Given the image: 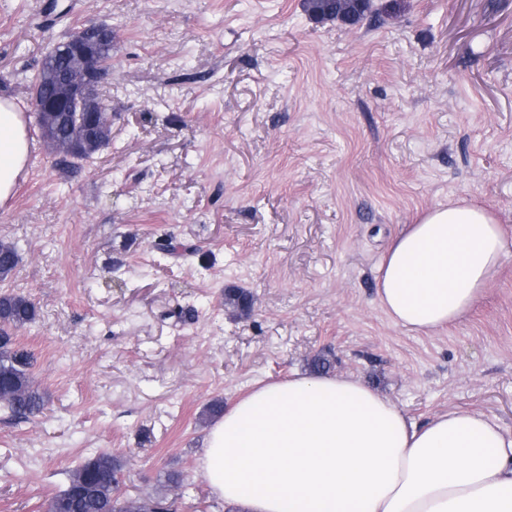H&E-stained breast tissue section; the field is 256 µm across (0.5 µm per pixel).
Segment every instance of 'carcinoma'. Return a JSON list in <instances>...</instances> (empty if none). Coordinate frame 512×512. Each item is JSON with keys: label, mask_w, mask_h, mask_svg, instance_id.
Here are the masks:
<instances>
[{"label": "carcinoma", "mask_w": 512, "mask_h": 512, "mask_svg": "<svg viewBox=\"0 0 512 512\" xmlns=\"http://www.w3.org/2000/svg\"><path fill=\"white\" fill-rule=\"evenodd\" d=\"M305 7L318 19L356 23L373 9V4L372 0H305ZM81 41L104 63L112 59V42L99 32L85 29ZM81 67V60L72 54L42 61L33 83L34 93L43 99L55 95ZM91 106H97V99L84 97L74 101L68 112L36 113L41 137L53 149L70 156L74 164L90 159L103 147L93 124L106 117L86 111ZM18 262L17 246L0 242L1 282L12 274ZM251 302V295L242 288L224 291V305L233 307L241 316L248 315ZM34 318L35 305L29 298L0 292V397H4L3 405L10 416L18 419L40 412L45 405L44 392L31 379L32 356L14 346V331ZM120 471L118 460L110 453L89 457L75 470L67 489L52 498L57 512H170V500L164 496H150L151 506L138 497H119Z\"/></svg>", "instance_id": "carcinoma-1"}]
</instances>
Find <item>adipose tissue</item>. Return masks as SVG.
Instances as JSON below:
<instances>
[{
	"mask_svg": "<svg viewBox=\"0 0 512 512\" xmlns=\"http://www.w3.org/2000/svg\"><path fill=\"white\" fill-rule=\"evenodd\" d=\"M29 153L17 106L0 99V204ZM506 248L495 218L466 200L396 239L377 278L390 321L428 333L456 321ZM199 467L228 512H512V434L467 410L411 421L354 377L263 383L201 441Z\"/></svg>",
	"mask_w": 512,
	"mask_h": 512,
	"instance_id": "obj_1",
	"label": "adipose tissue"
}]
</instances>
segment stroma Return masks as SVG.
Instances as JSON below:
<instances>
[{
  "label": "stroma",
  "mask_w": 512,
  "mask_h": 512,
  "mask_svg": "<svg viewBox=\"0 0 512 512\" xmlns=\"http://www.w3.org/2000/svg\"><path fill=\"white\" fill-rule=\"evenodd\" d=\"M50 1L0 0V98L30 140L0 286L36 306L15 339L49 399L0 411V512H45L100 450L124 495L225 512L198 466L207 406L319 356L416 423L461 408L512 431V0H374L356 25L304 0H54L59 20ZM94 22L112 27V143L74 171L31 81ZM463 198L497 218L499 267L448 327L395 326L376 294L389 246Z\"/></svg>",
  "instance_id": "stroma-1"
}]
</instances>
